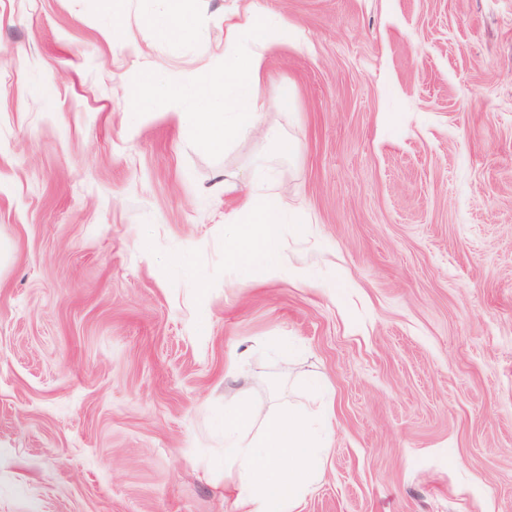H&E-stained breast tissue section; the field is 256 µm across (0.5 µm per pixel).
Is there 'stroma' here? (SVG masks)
I'll list each match as a JSON object with an SVG mask.
<instances>
[{
    "mask_svg": "<svg viewBox=\"0 0 512 512\" xmlns=\"http://www.w3.org/2000/svg\"><path fill=\"white\" fill-rule=\"evenodd\" d=\"M263 4L294 26L263 90L293 100L216 153L168 96L235 0L177 45L127 0L137 55L103 0H0V512H235L245 400L255 437L332 408L294 512H512V0ZM259 157L312 224L266 284L217 187Z\"/></svg>",
    "mask_w": 512,
    "mask_h": 512,
    "instance_id": "obj_1",
    "label": "stroma"
}]
</instances>
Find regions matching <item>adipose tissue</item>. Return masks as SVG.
I'll return each mask as SVG.
<instances>
[{"instance_id":"1","label":"adipose tissue","mask_w":512,"mask_h":512,"mask_svg":"<svg viewBox=\"0 0 512 512\" xmlns=\"http://www.w3.org/2000/svg\"><path fill=\"white\" fill-rule=\"evenodd\" d=\"M187 3L164 0L162 12L148 17L161 40L176 43L187 36L193 24ZM290 30L287 20L268 12L262 0H244L225 12L223 68L210 82L173 85L178 123L190 126L199 142L217 152L230 134H246L266 109L261 95L265 53L287 43ZM224 190L239 197L238 206L224 215L231 239L228 256L250 281L266 282L283 268L282 225H293L300 235L308 227L298 223L287 196L270 179L228 178ZM254 414V405L245 402L224 417V466L236 475L237 512H293L321 474L332 416L326 412L312 421L290 410L271 419L260 439L252 441L245 432Z\"/></svg>"}]
</instances>
